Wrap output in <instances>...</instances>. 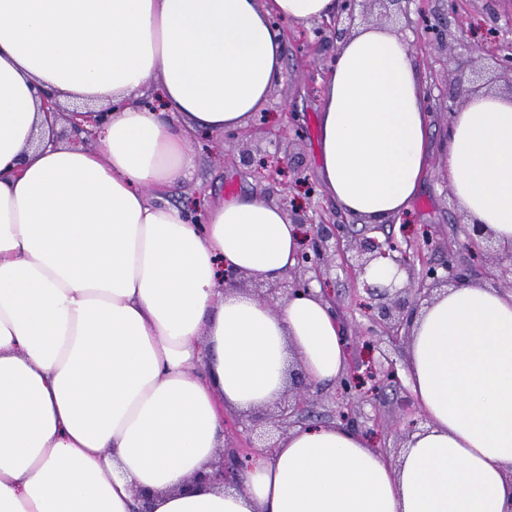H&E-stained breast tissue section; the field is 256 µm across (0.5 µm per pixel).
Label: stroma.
I'll return each mask as SVG.
<instances>
[{"label": "stroma", "mask_w": 512, "mask_h": 512, "mask_svg": "<svg viewBox=\"0 0 512 512\" xmlns=\"http://www.w3.org/2000/svg\"><path fill=\"white\" fill-rule=\"evenodd\" d=\"M427 11L448 24L449 56L464 55L471 47L480 51L485 67L482 88L503 96L512 92V82L503 78L491 56L496 46L512 44V0H429ZM288 34L284 42L283 79L273 89L264 112L265 129L272 134L281 132L291 120L297 125L300 137L286 155L267 147L265 163L275 170V178L261 177L241 162V139L205 135L192 144L199 159L198 167L189 180L170 190L171 204L193 210L198 202L211 197L262 194L275 198L285 189L295 207L336 211V204L319 189L317 146L324 81L335 62L339 42L328 32L314 50L308 51L296 42L300 35L298 28H289ZM447 126L445 115L434 114L430 135L431 173L411 212L392 227L396 236L414 241L428 262L440 260L449 242L463 230L462 225L453 221L461 209L448 189L442 167ZM324 292L336 312L347 356L357 364L363 377L353 393L356 410L362 417L378 419L379 425L370 440L387 458L397 459L408 433L393 425L396 418L393 402L409 395V387L402 381L397 389H386L384 401L377 402L371 396L374 382L366 373L391 364L404 378L408 371V342L376 333L369 313L363 308L362 293L356 290L346 263L337 262ZM287 403V397L283 396L263 410L239 414V429L227 432L225 448L236 447L243 435L249 436L254 446H270L271 441L265 436L270 420Z\"/></svg>", "instance_id": "1"}]
</instances>
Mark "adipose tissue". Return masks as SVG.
Listing matches in <instances>:
<instances>
[{
	"instance_id": "adipose-tissue-1",
	"label": "adipose tissue",
	"mask_w": 512,
	"mask_h": 512,
	"mask_svg": "<svg viewBox=\"0 0 512 512\" xmlns=\"http://www.w3.org/2000/svg\"><path fill=\"white\" fill-rule=\"evenodd\" d=\"M336 0H0V512H512V293L472 282L423 305L407 347L427 423L397 463L340 424L258 449L240 488L205 481L224 414L263 408L297 356L346 370L320 292L271 310L225 286L276 281L303 229L262 195L192 214L165 194L194 133L243 127L283 75L272 17L306 27ZM155 92V107L136 105ZM96 148L51 142L47 93ZM428 91L401 36L340 46L322 95L324 194L368 224L411 212L430 170ZM448 186L512 247V98L449 118ZM64 104H61L63 109L68 112L73 109H78L79 111H71V112H91V111H85V110H94L98 111L101 106L94 102L93 100L89 99H73V100H64ZM60 104L56 101H53L51 97L46 98V101H44L43 109L47 114H53L55 118H59L64 114V111L62 110ZM82 110V111H80Z\"/></svg>"
}]
</instances>
